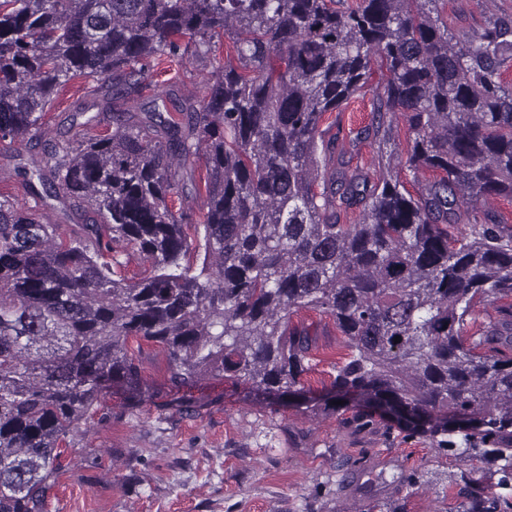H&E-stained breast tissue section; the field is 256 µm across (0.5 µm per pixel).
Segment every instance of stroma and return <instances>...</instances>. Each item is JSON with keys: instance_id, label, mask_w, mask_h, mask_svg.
I'll list each match as a JSON object with an SVG mask.
<instances>
[{"instance_id": "obj_1", "label": "stroma", "mask_w": 512, "mask_h": 512, "mask_svg": "<svg viewBox=\"0 0 512 512\" xmlns=\"http://www.w3.org/2000/svg\"><path fill=\"white\" fill-rule=\"evenodd\" d=\"M442 14L463 34L481 29L488 16L511 15L512 0H444ZM216 61L189 58L164 78L180 96L203 97ZM76 79L62 87L46 116L49 137L64 135L74 113L93 99ZM372 95L354 96L326 113L323 138L335 145L347 171L371 182L390 158L405 154L414 137L403 113L393 118L388 141H357L371 121ZM312 338L304 382L330 381L348 353L332 318L306 313ZM138 359L147 398L114 385L85 435L71 440L69 466L48 491L43 512H458L448 484L459 472L454 457L435 454L427 440L355 429L350 411L306 408L299 401L261 395L250 385L205 376L190 387L170 383L171 363L160 347L142 343ZM358 463L344 490L336 488L340 461ZM421 485H403L412 470Z\"/></svg>"}]
</instances>
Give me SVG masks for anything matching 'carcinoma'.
<instances>
[{"instance_id":"carcinoma-1","label":"carcinoma","mask_w":512,"mask_h":512,"mask_svg":"<svg viewBox=\"0 0 512 512\" xmlns=\"http://www.w3.org/2000/svg\"><path fill=\"white\" fill-rule=\"evenodd\" d=\"M438 2L0 0V142L40 141L75 77L112 97V128L93 116L48 144L49 169L17 167L42 206L95 218L70 232L0 198V512H42L67 467L61 443L112 385L143 393L131 339L164 348L176 387L236 378L489 461L499 491L461 472V512H512V312L487 323L474 308L512 296V231L485 213L448 232L470 203H512V19L459 36ZM224 38L236 61L203 99L148 82L152 64L208 58ZM376 60L387 78L363 134L407 115L405 165L434 174L415 196L397 177L318 181L334 160L319 123L367 87ZM146 98L135 123L125 105ZM200 155L192 225L169 201ZM354 206L358 223L336 221ZM128 250L148 274L128 276ZM311 309L350 350L314 398L301 382L312 339L291 322Z\"/></svg>"}]
</instances>
